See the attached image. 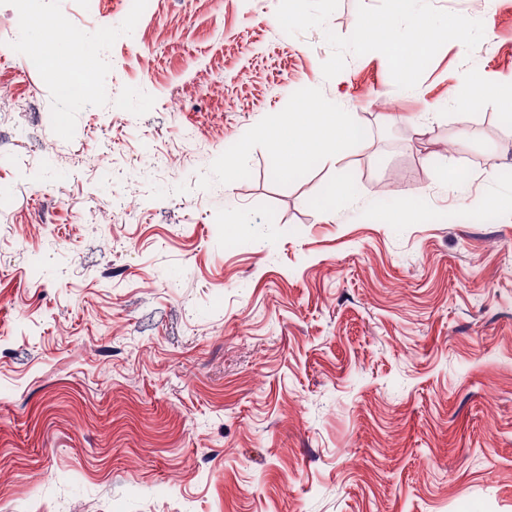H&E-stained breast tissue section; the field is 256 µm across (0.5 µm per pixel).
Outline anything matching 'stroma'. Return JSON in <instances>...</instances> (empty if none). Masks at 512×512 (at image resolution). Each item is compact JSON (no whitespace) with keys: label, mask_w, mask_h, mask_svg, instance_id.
I'll return each instance as SVG.
<instances>
[{"label":"stroma","mask_w":512,"mask_h":512,"mask_svg":"<svg viewBox=\"0 0 512 512\" xmlns=\"http://www.w3.org/2000/svg\"><path fill=\"white\" fill-rule=\"evenodd\" d=\"M421 8L447 33L405 82L354 38L404 34L394 0H156L133 26L128 0H38L87 36V99L80 53L29 67L27 4L0 0L25 106L0 118L24 230L0 235V512H512V213L481 217L512 125L461 83L512 75V0ZM303 104L367 138L270 177L264 131Z\"/></svg>","instance_id":"stroma-1"}]
</instances>
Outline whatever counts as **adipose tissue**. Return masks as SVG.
<instances>
[{"instance_id": "obj_1", "label": "adipose tissue", "mask_w": 512, "mask_h": 512, "mask_svg": "<svg viewBox=\"0 0 512 512\" xmlns=\"http://www.w3.org/2000/svg\"><path fill=\"white\" fill-rule=\"evenodd\" d=\"M419 0H397L400 11L409 16L412 28L404 35L386 39L379 45L392 66L401 76H408L410 61L427 56L438 37L426 16L418 8ZM293 131V148L283 151L284 128ZM361 137V127L351 113L339 111L335 106H324L311 112L289 113L285 125H270L266 130L269 148L275 156H287L289 164L307 157L312 144L323 145L326 156H333L338 146L354 144Z\"/></svg>"}]
</instances>
